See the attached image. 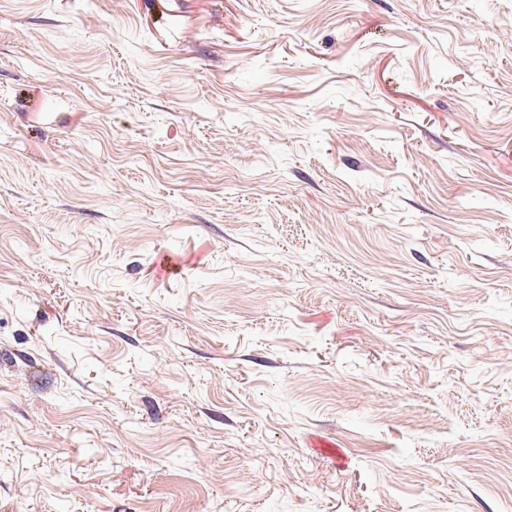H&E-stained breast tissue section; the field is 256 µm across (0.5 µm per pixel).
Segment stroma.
<instances>
[{
	"label": "stroma",
	"mask_w": 512,
	"mask_h": 512,
	"mask_svg": "<svg viewBox=\"0 0 512 512\" xmlns=\"http://www.w3.org/2000/svg\"><path fill=\"white\" fill-rule=\"evenodd\" d=\"M0 512H512V0H0Z\"/></svg>",
	"instance_id": "obj_1"
}]
</instances>
